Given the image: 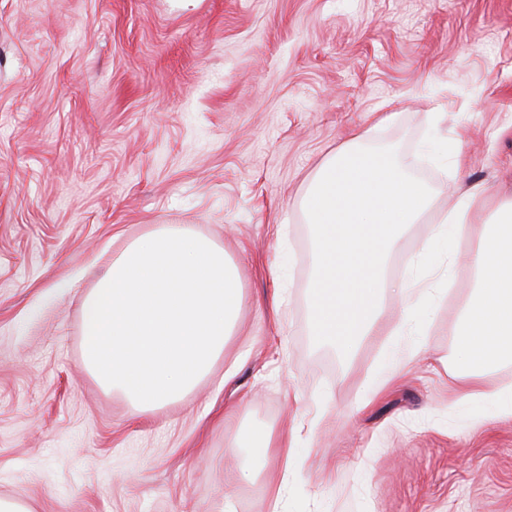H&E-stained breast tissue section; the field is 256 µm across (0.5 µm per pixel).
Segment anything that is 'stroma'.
Segmentation results:
<instances>
[{
	"mask_svg": "<svg viewBox=\"0 0 512 512\" xmlns=\"http://www.w3.org/2000/svg\"><path fill=\"white\" fill-rule=\"evenodd\" d=\"M396 112L386 120V112ZM374 127L449 207L512 195V0H0V497L30 512H272L269 455L295 437L284 512H512V418L459 401V260L409 327L386 304L350 357L311 334L313 240L289 204ZM285 232H278V224ZM160 224H195L237 267L236 326L207 376L140 412L82 364L83 303ZM387 262L420 271L475 240ZM287 289L286 310L271 297ZM414 365L388 373L402 351ZM232 448H251L252 458L249 463L240 465V475L247 478L254 465H258L262 456L271 453L275 449L284 459V468L278 483L269 486L268 492L270 499L273 500L272 511H279L278 505L282 499L283 491L288 484V477L295 466L298 455L295 447V441L290 439H274L272 434L265 429H253L244 440H238L235 447Z\"/></svg>",
	"mask_w": 512,
	"mask_h": 512,
	"instance_id": "1",
	"label": "stroma"
}]
</instances>
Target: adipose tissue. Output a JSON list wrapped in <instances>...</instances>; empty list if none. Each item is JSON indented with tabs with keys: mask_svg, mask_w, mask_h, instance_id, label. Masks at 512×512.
Returning a JSON list of instances; mask_svg holds the SVG:
<instances>
[{
	"mask_svg": "<svg viewBox=\"0 0 512 512\" xmlns=\"http://www.w3.org/2000/svg\"><path fill=\"white\" fill-rule=\"evenodd\" d=\"M373 133L366 128L327 156L295 203L314 234L309 307L315 338L347 356L375 332L385 296L413 311L419 303L416 277L389 283L384 269L408 227L430 213L439 237L478 242L468 255L478 283L458 333L461 367L472 372L511 358L512 200L475 226L471 215L486 205L487 195L483 184L474 183L449 209L435 211L433 188L411 175L395 153L364 150ZM240 445L251 449L253 461L273 451L281 455L283 476L268 489L271 500L280 502L298 460L294 439L257 428Z\"/></svg>",
	"mask_w": 512,
	"mask_h": 512,
	"instance_id": "obj_1",
	"label": "adipose tissue"
}]
</instances>
